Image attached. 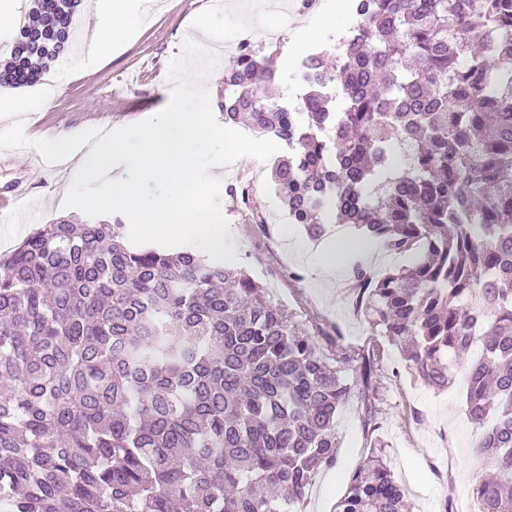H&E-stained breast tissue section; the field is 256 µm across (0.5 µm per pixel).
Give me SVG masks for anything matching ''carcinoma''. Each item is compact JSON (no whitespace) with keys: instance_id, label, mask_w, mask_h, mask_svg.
<instances>
[{"instance_id":"1","label":"carcinoma","mask_w":512,"mask_h":512,"mask_svg":"<svg viewBox=\"0 0 512 512\" xmlns=\"http://www.w3.org/2000/svg\"><path fill=\"white\" fill-rule=\"evenodd\" d=\"M80 0H30L0 84L39 81ZM341 52L268 87L279 50L224 61V124L278 140L293 224H348L412 267L354 272L356 308L437 390L465 366L484 427L479 512H512V0H354ZM242 268L143 248L124 217L43 224L0 254L3 512H298L336 462V415L370 401ZM336 512H413L377 453Z\"/></svg>"}]
</instances>
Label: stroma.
I'll list each match as a JSON object with an SVG mask.
<instances>
[{"label": "stroma", "mask_w": 512, "mask_h": 512, "mask_svg": "<svg viewBox=\"0 0 512 512\" xmlns=\"http://www.w3.org/2000/svg\"><path fill=\"white\" fill-rule=\"evenodd\" d=\"M237 3L213 23L212 35L229 39L269 25L279 27L280 38L266 42L265 48L275 51L274 63L283 72L290 71L314 42L339 37L357 22L350 8L337 7L336 0H319L317 10L335 12L336 24L312 38L307 26L314 12L300 9L298 0H281L271 18L260 0ZM212 7L211 0H148L147 19L127 27L111 53L83 69L53 65L46 74L50 96L25 117V136L38 140L90 128L118 129L162 111L171 98L169 65L184 56L186 43L196 42L198 14ZM77 169L73 160L57 168L33 169L26 155L0 149V197L12 195L19 185L25 198L35 201L27 224L14 223L9 212L0 211V252L13 249L36 225L58 218L83 219L80 210L60 205ZM210 173L221 181V209L230 223L226 241L235 247L238 266L266 288L268 300L287 309L346 378L358 377L362 355L370 353L375 359L370 396L378 431L369 433L360 401L350 400L341 408L337 462L313 477L304 512H336L350 474L370 456L376 435L414 512H476L471 489L484 475L474 452L481 431L466 414L460 384L437 390L415 379L399 352L353 302L354 267L379 274L412 265L415 253L383 249L375 259L352 253L335 277H324L312 272L305 258L306 251L316 250V242L297 226L291 236L281 233L288 216L270 185L268 163L244 157ZM257 207L264 211L265 223H255Z\"/></svg>", "instance_id": "1"}]
</instances>
